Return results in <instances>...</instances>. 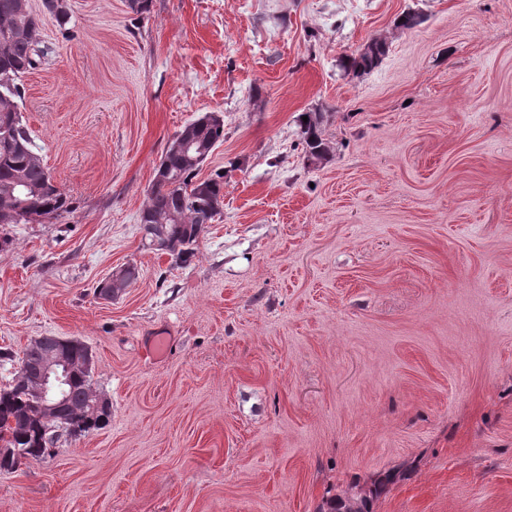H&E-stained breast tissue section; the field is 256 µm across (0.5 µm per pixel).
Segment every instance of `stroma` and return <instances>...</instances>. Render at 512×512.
<instances>
[{
  "label": "stroma",
  "instance_id": "35a3bbf8",
  "mask_svg": "<svg viewBox=\"0 0 512 512\" xmlns=\"http://www.w3.org/2000/svg\"><path fill=\"white\" fill-rule=\"evenodd\" d=\"M68 5L30 0L18 110L70 210L0 246V386L30 340L77 339L111 419L0 472V512H316L406 462L375 512H512V0ZM315 107L323 164L296 125ZM207 112L224 207L179 265L139 216ZM389 43L386 37H373L356 51L344 57L341 67L347 75L361 76L375 70L386 56ZM303 116L308 117L307 122L303 121ZM327 121L326 113L320 110L302 112L297 117L300 144L310 163H320L330 155L331 146L325 138L324 128Z\"/></svg>",
  "mask_w": 512,
  "mask_h": 512
}]
</instances>
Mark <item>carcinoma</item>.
Masks as SVG:
<instances>
[{"label":"carcinoma","mask_w":512,"mask_h":512,"mask_svg":"<svg viewBox=\"0 0 512 512\" xmlns=\"http://www.w3.org/2000/svg\"><path fill=\"white\" fill-rule=\"evenodd\" d=\"M39 20L19 9V0H0V227L56 219L70 209L66 194L54 183L43 159L17 110L21 98L20 78L33 69L39 56ZM385 37H373L344 57L341 67L348 75L361 76L375 70L386 56ZM308 121H303V117ZM327 115L319 110L298 115L299 140L311 163L326 160L331 152L325 138ZM224 141V120L206 114L186 123L169 142L155 167L148 201L140 213L146 246L174 257L182 264L196 255V245L208 225L221 215L224 204V172L206 179L198 171L214 148ZM66 359L73 367L67 400L50 406L29 387L42 364L46 349ZM88 346L58 336H41L31 341L19 358L16 378L0 389V421L6 424L4 441L23 448L34 459L45 457L42 445L46 429L58 421L73 428L79 438L104 428L109 416L90 417L89 403L96 398ZM396 480V474L379 475L349 496L322 500L317 512H373L374 503Z\"/></svg>","instance_id":"obj_1"}]
</instances>
